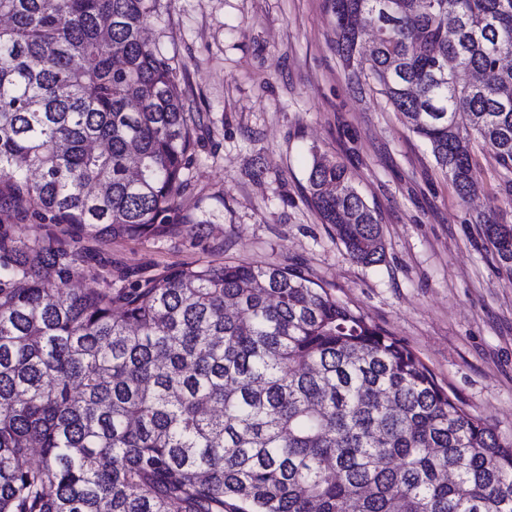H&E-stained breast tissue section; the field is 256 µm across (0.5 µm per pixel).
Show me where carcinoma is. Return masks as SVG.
Here are the masks:
<instances>
[{
	"instance_id": "obj_1",
	"label": "carcinoma",
	"mask_w": 512,
	"mask_h": 512,
	"mask_svg": "<svg viewBox=\"0 0 512 512\" xmlns=\"http://www.w3.org/2000/svg\"><path fill=\"white\" fill-rule=\"evenodd\" d=\"M156 2L0 0V512H512V440L304 272L201 261L69 288L83 240L211 223L178 203L197 139L142 37ZM328 9L349 84L376 85L461 198L481 191L470 143L512 169V0ZM312 157L321 223L382 262L377 210ZM475 223L512 280V224Z\"/></svg>"
}]
</instances>
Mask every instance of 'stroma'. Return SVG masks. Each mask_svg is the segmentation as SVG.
<instances>
[{"mask_svg": "<svg viewBox=\"0 0 512 512\" xmlns=\"http://www.w3.org/2000/svg\"><path fill=\"white\" fill-rule=\"evenodd\" d=\"M144 36L170 58L201 124L181 208L217 221L95 244L77 287H99L108 265L142 277L202 260L299 268L512 440V281L474 222L491 202L512 222L492 153L475 148L483 189L460 198L385 98L350 87L326 0H158ZM316 152L343 162L377 208L381 263L354 262L307 202Z\"/></svg>", "mask_w": 512, "mask_h": 512, "instance_id": "35a3bbf8", "label": "stroma"}]
</instances>
